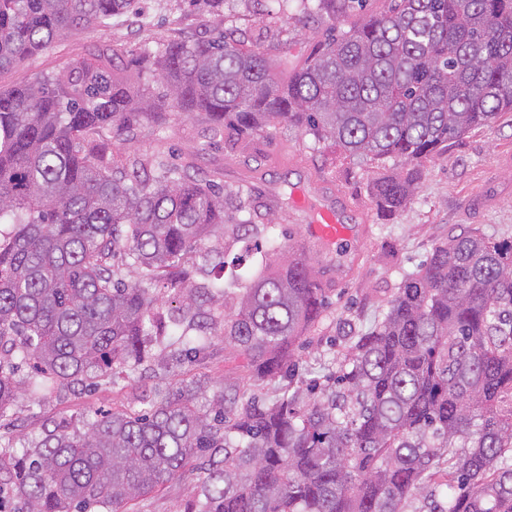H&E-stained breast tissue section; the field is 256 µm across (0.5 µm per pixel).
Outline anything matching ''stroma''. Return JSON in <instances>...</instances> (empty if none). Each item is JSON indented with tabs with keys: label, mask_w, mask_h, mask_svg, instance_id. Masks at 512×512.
<instances>
[{
	"label": "stroma",
	"mask_w": 512,
	"mask_h": 512,
	"mask_svg": "<svg viewBox=\"0 0 512 512\" xmlns=\"http://www.w3.org/2000/svg\"><path fill=\"white\" fill-rule=\"evenodd\" d=\"M267 26L279 32L270 52L279 63L276 74L284 80L325 39L331 23L303 16L299 0H288L284 8L277 0H226V30L251 37ZM211 28V16L194 12L187 0H137L134 11L72 33L0 71V90L54 74L73 58H93L107 45L117 52L115 69L130 83H144L148 77L135 64L144 47L190 42ZM156 154L181 159L199 178L216 180L219 187L248 186L263 203L290 187L303 190L315 203L337 208L350 226L345 245L308 249L328 290V303L321 321L308 329L296 350L295 383L301 387L326 373L344 353L348 337L364 334L382 320L388 300L436 245L464 230L512 239V112L450 141L440 156L422 163L414 201L390 217L378 214L369 191L386 168L346 157L310 135L271 127L261 135L217 142L203 119L186 120L168 112L142 119L127 135L107 141L108 157L119 162ZM242 363L235 350L216 339L185 369L189 377L203 381V397L210 400L240 383ZM173 380L172 371L152 362L146 372L131 374L121 392L103 381L63 390L38 406L23 392L5 431L32 437L43 425L63 420L79 426L94 412L128 408L142 389L165 390ZM205 476L203 469H188L147 497L124 505L123 512H184Z\"/></svg>",
	"instance_id": "35a3bbf8"
}]
</instances>
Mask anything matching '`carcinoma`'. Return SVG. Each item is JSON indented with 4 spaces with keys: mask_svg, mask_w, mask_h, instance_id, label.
Here are the masks:
<instances>
[{
    "mask_svg": "<svg viewBox=\"0 0 512 512\" xmlns=\"http://www.w3.org/2000/svg\"><path fill=\"white\" fill-rule=\"evenodd\" d=\"M224 2L189 0L217 33L143 49L136 63L162 95L105 52L0 92V421L21 388L36 405L116 388L217 335L247 359L242 385L205 405L182 379L81 431L0 437V493L24 512H118L206 458L188 512H403L417 497L424 512H512V240L462 232L436 246L334 373L257 401L250 387L294 370V343L327 304L306 249L271 235L247 187L225 192L164 157L119 168L99 140L167 108L216 136L279 125L401 163L372 186L392 216L413 201L417 166L512 112V0H388L285 81L267 56L273 30L224 32ZM360 2L300 6L336 20ZM134 3L0 0V70ZM206 305L223 308L224 332Z\"/></svg>",
    "mask_w": 512,
    "mask_h": 512,
    "instance_id": "obj_1",
    "label": "carcinoma"
}]
</instances>
